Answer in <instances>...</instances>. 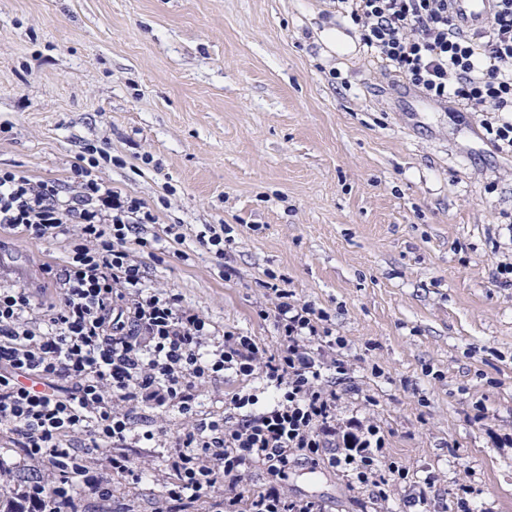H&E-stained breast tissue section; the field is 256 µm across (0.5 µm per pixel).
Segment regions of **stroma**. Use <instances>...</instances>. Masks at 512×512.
Instances as JSON below:
<instances>
[{
	"label": "stroma",
	"mask_w": 512,
	"mask_h": 512,
	"mask_svg": "<svg viewBox=\"0 0 512 512\" xmlns=\"http://www.w3.org/2000/svg\"><path fill=\"white\" fill-rule=\"evenodd\" d=\"M329 0H0V169L67 183L86 147L156 221L183 225L181 255L139 252L226 330L274 345L261 282L328 312L391 452L512 512V156L479 113L436 104L371 61L326 53ZM230 224L224 279L195 241ZM63 244L13 237L0 273L42 288ZM381 376H373L372 367ZM432 376H425V369ZM483 400L488 427L470 420ZM294 493L353 512L331 471L303 469Z\"/></svg>",
	"instance_id": "stroma-1"
}]
</instances>
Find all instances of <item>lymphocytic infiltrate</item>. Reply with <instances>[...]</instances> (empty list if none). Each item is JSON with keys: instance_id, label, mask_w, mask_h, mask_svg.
Masks as SVG:
<instances>
[{"instance_id": "obj_1", "label": "lymphocytic infiltrate", "mask_w": 512, "mask_h": 512, "mask_svg": "<svg viewBox=\"0 0 512 512\" xmlns=\"http://www.w3.org/2000/svg\"><path fill=\"white\" fill-rule=\"evenodd\" d=\"M332 3L385 72L481 113L497 149L512 153V0H496L479 35L457 30L448 0ZM99 167L82 157L66 187L0 170V229L67 246L62 266L46 270L52 301L0 285V440L22 461L0 469L11 507L107 512L124 482L160 486L151 512H332L290 490L293 471L309 467L345 478L359 512H437L444 473L414 481L391 456L377 401L356 382L327 312L268 280L259 315L276 346L217 327L155 287L136 257L183 243L179 225L143 236L155 214ZM228 377L242 387L218 391ZM251 380L262 393L246 389ZM209 396L221 410L204 411Z\"/></svg>"}]
</instances>
